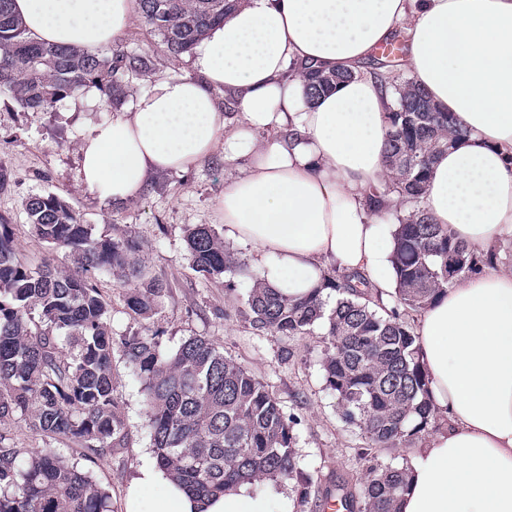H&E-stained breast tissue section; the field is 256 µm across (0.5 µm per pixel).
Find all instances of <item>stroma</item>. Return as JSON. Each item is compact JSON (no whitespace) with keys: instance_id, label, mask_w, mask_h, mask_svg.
<instances>
[{"instance_id":"35a3bbf8","label":"stroma","mask_w":512,"mask_h":512,"mask_svg":"<svg viewBox=\"0 0 512 512\" xmlns=\"http://www.w3.org/2000/svg\"><path fill=\"white\" fill-rule=\"evenodd\" d=\"M111 113L99 98L83 94L65 98L47 112H27L14 103L8 91L0 89V171L8 180L7 189L0 191V215L11 222L20 259L36 266L50 258L61 269L74 267L67 253L49 251L32 232L22 202L34 194L61 197L84 223L94 225L96 232H111L116 225L131 230L145 244L141 258L149 275L167 281L170 288L158 314L142 320L126 309L123 283L111 274H102L99 288L109 305L113 335L153 331L166 350L176 349L189 337L203 336L265 383L284 412L296 421L299 465L314 481L305 512H315V502L336 478L349 479L359 491L370 466L408 465L421 448V440L360 456L365 438L357 425L346 421L326 384V321L317 322L304 336L255 335L236 314L240 293L205 280L191 268L183 251V227L209 224L215 231H223L215 202L225 180L235 175V165L225 163L217 154L184 173H158L148 191L121 206L99 200L79 183V123L84 119L102 121ZM113 374L124 401L127 447L87 461L79 445L67 441L63 448L69 458L82 460L84 468L108 491L112 512H125L126 489L153 453L138 380L118 358L113 361Z\"/></svg>"}]
</instances>
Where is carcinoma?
<instances>
[{
	"mask_svg": "<svg viewBox=\"0 0 512 512\" xmlns=\"http://www.w3.org/2000/svg\"><path fill=\"white\" fill-rule=\"evenodd\" d=\"M233 6V0H138L141 18L164 47L163 56L153 57L119 43L101 54L37 42L12 11V0H0V87L18 107L33 112L87 87L97 88L109 103L124 94L129 80L190 52ZM389 47L366 67L398 94L388 112L386 142L394 172L388 192L409 206L397 216V288L388 306L361 272L338 271L325 284L339 294L328 318L325 379L344 417L362 430L364 457L374 448L405 445L434 420L406 316L426 310L456 281L500 256L456 241L421 209L435 153L448 145V135L465 130L398 71L402 48ZM349 77L310 68L308 95ZM23 209L41 241L69 251L74 269L60 273L49 260L26 265L14 249L9 219L0 216V512H112L108 494L88 472L50 443L17 447L14 431L23 426L50 439L65 438L89 455L126 447L124 402L112 371L116 357L143 386L157 465L189 493L205 497L228 483L249 481L255 487L266 479H288L301 487L299 504L308 503L312 478L294 451L295 420L267 385L201 336L169 353L155 332L112 336L99 273L131 284L125 304L142 319L158 313L169 289L166 281L144 273L136 259L141 242L127 233L96 234L52 193L26 198ZM184 242L192 269L204 279L218 282L233 273L247 281L236 313L255 334L301 336L323 318L321 289L289 300L235 257L211 225L186 227ZM406 488V468L390 465L370 472L362 497L342 478L325 499L334 500L336 512H396Z\"/></svg>",
	"mask_w": 512,
	"mask_h": 512,
	"instance_id": "1",
	"label": "carcinoma"
}]
</instances>
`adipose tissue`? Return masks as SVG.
Masks as SVG:
<instances>
[{"mask_svg":"<svg viewBox=\"0 0 512 512\" xmlns=\"http://www.w3.org/2000/svg\"><path fill=\"white\" fill-rule=\"evenodd\" d=\"M13 9L32 38L92 52L123 38L138 5L13 0ZM397 33L409 77L467 131L433 159L422 208L471 247L512 239V0H238L194 45L190 74L156 80L129 108L84 125L78 178L122 204L154 173L222 153L237 173L216 211L225 236L253 247L264 283L296 299L333 267L393 290L398 224L367 198L392 176L384 149L396 94L362 64ZM311 63L352 77L310 97ZM221 92L237 119H225ZM414 334L439 423L407 466L396 512H512V268L456 282ZM126 502V512L294 509L275 485L266 496L229 485L201 501L150 462Z\"/></svg>","mask_w":512,"mask_h":512,"instance_id":"ef3b65f1","label":"adipose tissue"}]
</instances>
